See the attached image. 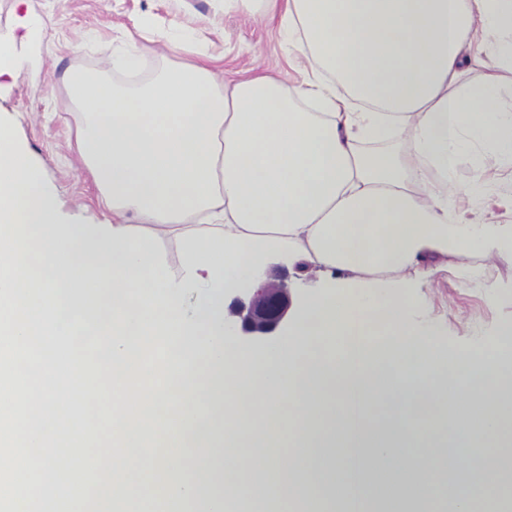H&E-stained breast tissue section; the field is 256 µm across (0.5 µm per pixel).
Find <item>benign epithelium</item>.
Segmentation results:
<instances>
[{
    "label": "benign epithelium",
    "instance_id": "1",
    "mask_svg": "<svg viewBox=\"0 0 512 512\" xmlns=\"http://www.w3.org/2000/svg\"><path fill=\"white\" fill-rule=\"evenodd\" d=\"M294 307L286 278L263 273L254 288L236 296L224 319V329L251 340H263L288 328V314Z\"/></svg>",
    "mask_w": 512,
    "mask_h": 512
}]
</instances>
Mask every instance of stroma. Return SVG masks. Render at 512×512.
I'll return each mask as SVG.
<instances>
[{
    "label": "stroma",
    "mask_w": 512,
    "mask_h": 512,
    "mask_svg": "<svg viewBox=\"0 0 512 512\" xmlns=\"http://www.w3.org/2000/svg\"><path fill=\"white\" fill-rule=\"evenodd\" d=\"M175 24L198 29L225 74L245 78L265 72L294 89L310 70L301 53H289L272 25L225 11L222 0H0V41L15 45L17 62L15 75L0 76V119L42 169L63 213L83 223L104 218L100 188L74 148L83 115L69 92L71 75L93 72L122 80L118 60L144 35L156 45L141 58L140 76L176 66L185 54L158 40ZM475 163L468 155L457 167L459 218L466 221L478 212L512 224V170L486 162L485 189L473 199L467 189ZM476 266L484 268L489 287L469 282L468 272ZM409 294L450 350L490 353L512 330V261L498 255L449 258Z\"/></svg>",
    "instance_id": "obj_1"
}]
</instances>
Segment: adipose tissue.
Instances as JSON below:
<instances>
[{"label":"adipose tissue","mask_w":512,"mask_h":512,"mask_svg":"<svg viewBox=\"0 0 512 512\" xmlns=\"http://www.w3.org/2000/svg\"><path fill=\"white\" fill-rule=\"evenodd\" d=\"M224 9L275 23L312 60L309 77L292 91L264 74L216 84L213 57L187 35L168 44L192 60L149 81L74 75L85 114L76 150L111 220L68 219L0 121V381L18 347L44 339L42 403L62 414L57 427L27 433L46 451L40 478L61 486L80 467L67 443L96 392L58 361L66 306L108 346L97 361L113 399L99 455L125 462L132 425L144 447L192 450L187 462L139 460L150 488L99 484L98 512H129L146 493L172 512H226L229 466L243 490L264 484L286 512H376L382 498L389 512H434L445 489L456 512H475L478 499L493 512L500 477L460 466L431 437L448 429L470 457L504 459L491 404L512 392V342L491 356L449 352L388 280L409 269L431 277L448 256H512L511 224L454 216L462 157L481 148L512 167V103L494 78L469 77L492 58L512 65V0H224ZM399 130L398 148L381 149ZM159 235L175 243L177 270L152 250ZM276 254L328 280L272 351H239L224 336V296L250 287ZM45 258L51 274L34 276ZM337 272L349 283L336 284ZM375 328L384 339L373 347ZM142 336L167 343L164 389L144 390L125 368ZM318 341L335 354L311 355ZM382 396L395 416L369 448L364 417ZM241 432L256 450L247 465L224 454Z\"/></svg>","instance_id":"1"}]
</instances>
